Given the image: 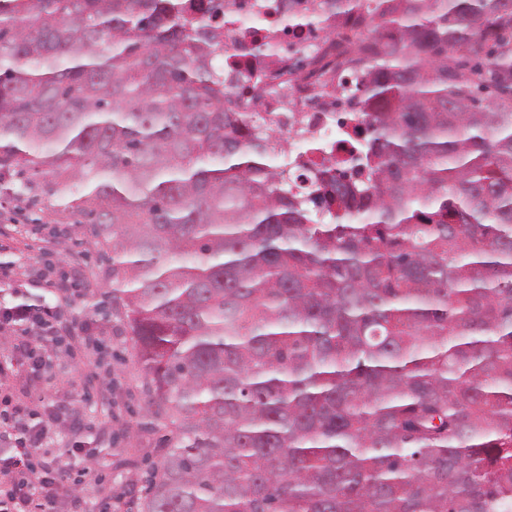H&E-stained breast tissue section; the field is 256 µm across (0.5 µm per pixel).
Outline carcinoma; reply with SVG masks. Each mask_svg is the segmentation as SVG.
<instances>
[{"mask_svg": "<svg viewBox=\"0 0 512 512\" xmlns=\"http://www.w3.org/2000/svg\"><path fill=\"white\" fill-rule=\"evenodd\" d=\"M352 16L311 174L184 0H0V179L74 189L168 430L142 512H512V0Z\"/></svg>", "mask_w": 512, "mask_h": 512, "instance_id": "carcinoma-1", "label": "carcinoma"}]
</instances>
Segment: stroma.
Masks as SVG:
<instances>
[{
  "instance_id": "1",
  "label": "stroma",
  "mask_w": 512,
  "mask_h": 512,
  "mask_svg": "<svg viewBox=\"0 0 512 512\" xmlns=\"http://www.w3.org/2000/svg\"><path fill=\"white\" fill-rule=\"evenodd\" d=\"M62 194L43 195L38 204L14 195L10 183L0 184V308L42 296L55 305L51 285L76 277L77 293L69 311L99 338L100 349L60 354L33 369L10 349H0V393L47 419L53 407L73 405L83 419L80 432H54L51 450L62 454L81 442L86 459L76 460L68 474L80 483L86 499L112 497L114 512H139V499L150 465L160 459L158 435L143 430L142 371L130 334L112 316L103 300L111 285L106 260L89 251L87 225L76 223L64 209ZM68 232L72 247L60 256L54 228ZM91 479H83V469Z\"/></svg>"
}]
</instances>
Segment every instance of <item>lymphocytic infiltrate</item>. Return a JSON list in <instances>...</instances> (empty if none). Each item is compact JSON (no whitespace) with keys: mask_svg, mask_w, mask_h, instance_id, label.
I'll use <instances>...</instances> for the list:
<instances>
[{"mask_svg":"<svg viewBox=\"0 0 512 512\" xmlns=\"http://www.w3.org/2000/svg\"><path fill=\"white\" fill-rule=\"evenodd\" d=\"M0 324L22 325L24 337L12 339L34 366H42L63 336L82 342L85 328L63 311L36 304H19L0 311ZM68 414L58 407L48 422H33L28 407L15 406L0 415V512H57L60 496H67L72 512H110L112 504L100 500L90 504L80 491H66L64 456L48 451L52 426L67 422Z\"/></svg>","mask_w":512,"mask_h":512,"instance_id":"obj_1","label":"lymphocytic infiltrate"}]
</instances>
